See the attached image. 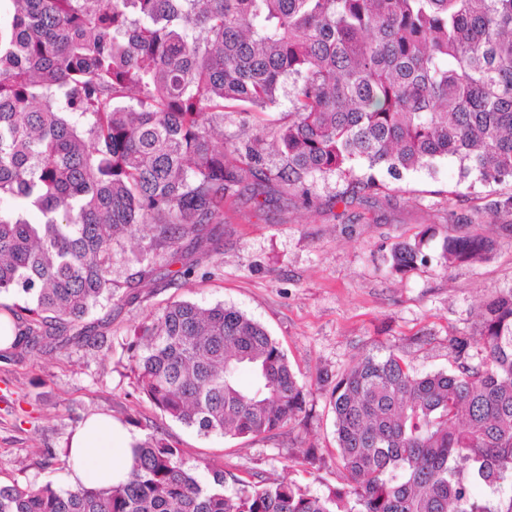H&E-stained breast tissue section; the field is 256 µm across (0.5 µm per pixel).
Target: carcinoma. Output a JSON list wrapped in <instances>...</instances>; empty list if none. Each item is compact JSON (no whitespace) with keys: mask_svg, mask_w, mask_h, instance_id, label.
<instances>
[{"mask_svg":"<svg viewBox=\"0 0 512 512\" xmlns=\"http://www.w3.org/2000/svg\"><path fill=\"white\" fill-rule=\"evenodd\" d=\"M283 95L272 127L216 148L224 113L259 116ZM443 157L460 184L512 182V0H0V293L29 296L0 314L26 338L87 333L119 287L112 244L143 227L138 277L176 260L188 276L226 197L262 208L273 190L307 197L332 177L352 198L378 195L384 176ZM492 248L448 233L432 258L424 239L400 242L390 269L446 270ZM479 317L477 365L470 338L451 336V371L417 373L390 352L322 380L348 478L327 497L217 464L201 484L182 449L151 436L127 482L0 487V512H512V288ZM142 336L141 392L205 436H267L303 410L280 343L233 307L174 301Z\"/></svg>","mask_w":512,"mask_h":512,"instance_id":"obj_1","label":"carcinoma"}]
</instances>
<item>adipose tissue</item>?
Segmentation results:
<instances>
[{"label": "adipose tissue", "instance_id": "1", "mask_svg": "<svg viewBox=\"0 0 512 512\" xmlns=\"http://www.w3.org/2000/svg\"><path fill=\"white\" fill-rule=\"evenodd\" d=\"M119 421L93 414L74 431L71 440L72 485H116L128 478L132 447L138 443Z\"/></svg>", "mask_w": 512, "mask_h": 512}]
</instances>
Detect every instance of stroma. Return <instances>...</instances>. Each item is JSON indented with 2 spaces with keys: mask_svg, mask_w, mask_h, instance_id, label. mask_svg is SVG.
Returning <instances> with one entry per match:
<instances>
[{
  "mask_svg": "<svg viewBox=\"0 0 512 512\" xmlns=\"http://www.w3.org/2000/svg\"><path fill=\"white\" fill-rule=\"evenodd\" d=\"M342 182L318 181L310 202L274 196L269 206L247 198L224 202L217 252L174 282L135 285L141 268L129 241L112 246V300L87 317L107 327L102 346L82 338L29 344L0 359V484L69 491L65 456L75 428L93 413L120 420L140 439L156 435L184 451L187 468L207 481V462L237 474L282 475L317 496L345 487L337 459L334 416L319 374L342 372L367 354L401 356L415 372L449 367L448 339L467 336L474 361L485 356L477 334L483 302L512 287V211H491L512 184H461L456 163L409 172L393 191L341 199ZM436 254L458 229L492 239L483 260L441 271L428 264L389 270L391 247L420 236ZM224 304L261 323L307 384L295 421L263 438L204 436L164 416L141 393L129 360L139 327L168 302ZM56 452L45 460L44 449Z\"/></svg>",
  "mask_w": 512,
  "mask_h": 512,
  "instance_id": "1",
  "label": "stroma"
}]
</instances>
